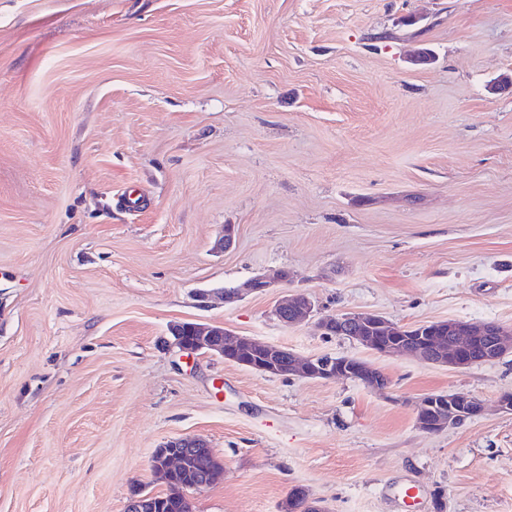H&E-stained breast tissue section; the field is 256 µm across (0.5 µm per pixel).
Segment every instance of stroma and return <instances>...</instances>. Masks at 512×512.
<instances>
[{
	"label": "stroma",
	"instance_id": "35a3bbf8",
	"mask_svg": "<svg viewBox=\"0 0 512 512\" xmlns=\"http://www.w3.org/2000/svg\"><path fill=\"white\" fill-rule=\"evenodd\" d=\"M271 268L287 286L197 297ZM289 292L512 328V0H0V512H125L185 436L224 463L195 512L297 485L324 512H512V351L382 356L280 323ZM177 322L390 387L189 354ZM438 392L485 411L423 432Z\"/></svg>",
	"mask_w": 512,
	"mask_h": 512
}]
</instances>
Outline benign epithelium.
<instances>
[{
    "mask_svg": "<svg viewBox=\"0 0 512 512\" xmlns=\"http://www.w3.org/2000/svg\"><path fill=\"white\" fill-rule=\"evenodd\" d=\"M288 282V273L283 268L270 269L259 273L235 288L232 296L221 294L227 303L243 299L252 293H262L277 285ZM315 300L304 294L289 295L279 301L272 314L284 325H293L315 316ZM316 328L324 335L349 337L366 348L383 355L395 353L411 354L421 361L437 366L454 369L468 368L476 363L471 356V348L481 335L490 336L480 361H495L507 351L509 336L512 333L483 323H471L458 320L448 321V337L426 335L416 339L402 335V329L376 313L341 314L334 319H321L315 323ZM378 330L387 335L386 341L377 336H361L360 329ZM182 325L172 327L174 345L182 351L197 352L205 350L216 353L224 360L236 363L248 369L259 371L269 376L296 375L307 379L334 380L339 377L355 379L361 375L367 378L366 384L378 391L388 388V382L374 377L370 366H352L332 356L311 357L301 360L285 348L260 342L246 336H233L230 330L222 325L206 326L194 324L191 327L193 339L182 340L179 333ZM418 427L425 432H438L447 427L460 424L482 414L484 407L480 400L467 393H450L442 400L424 398L416 404ZM193 455L206 457L210 462V471L219 470L222 464L217 461L207 444L197 438L183 437L170 440L155 450V471L169 476L182 469L186 458ZM303 501V508L308 512H321L311 502L304 489L292 488V497L288 501V512H295L294 503ZM154 504L148 494L137 492L127 504V512H153Z\"/></svg>",
    "mask_w": 512,
    "mask_h": 512,
    "instance_id": "obj_1",
    "label": "benign epithelium"
}]
</instances>
